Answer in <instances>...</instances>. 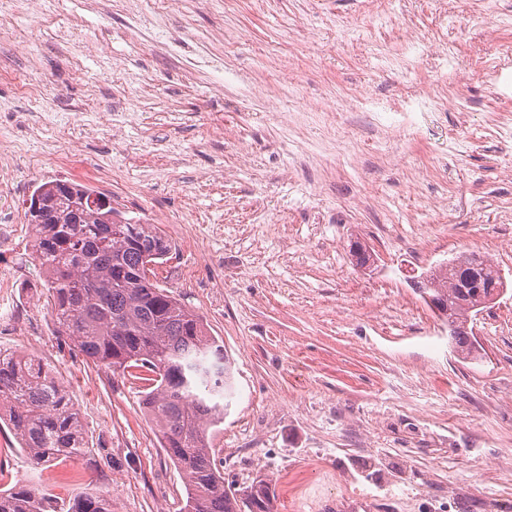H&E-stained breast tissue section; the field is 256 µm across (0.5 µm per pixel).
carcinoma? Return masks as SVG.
Segmentation results:
<instances>
[{"label":"carcinoma","mask_w":512,"mask_h":512,"mask_svg":"<svg viewBox=\"0 0 512 512\" xmlns=\"http://www.w3.org/2000/svg\"><path fill=\"white\" fill-rule=\"evenodd\" d=\"M61 184L38 185L33 196L46 215L26 214L60 333L112 373L147 382L143 405L183 478V512H274L271 480L258 478L239 490L224 482L213 444L224 405L213 396L221 393L231 366L202 317L148 276L171 252L168 240L152 224L118 220L110 207L91 208L94 190ZM481 265L487 287L479 295L459 287L458 273L446 265L427 276L430 287L422 291L445 312L452 346L463 359L480 356L471 313L485 308L491 286L501 284L494 265ZM0 418L37 467L77 460L86 450L70 398L52 369L31 357L0 354ZM0 512L58 510L52 494L19 488L0 490ZM67 512H112V502L81 493Z\"/></svg>","instance_id":"obj_1"}]
</instances>
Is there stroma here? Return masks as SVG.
Instances as JSON below:
<instances>
[{
	"mask_svg": "<svg viewBox=\"0 0 512 512\" xmlns=\"http://www.w3.org/2000/svg\"><path fill=\"white\" fill-rule=\"evenodd\" d=\"M0 146L25 202L62 149L90 187L172 252L159 283L200 314L233 369L216 434L226 482L261 475L276 512H512V93L480 70L512 49V0H8ZM424 55L400 73L406 31ZM461 63L448 69L444 40ZM82 60L73 66L72 57ZM45 89L43 106L25 84ZM468 104L386 131L365 102ZM361 242L374 257L361 267ZM507 290L473 322L479 358L413 286L463 252ZM0 350L50 364L86 432L73 461L36 467L0 422V489L92 492L115 512H181V476L143 383L61 336L27 241Z\"/></svg>",
	"mask_w": 512,
	"mask_h": 512,
	"instance_id": "1",
	"label": "stroma"
}]
</instances>
